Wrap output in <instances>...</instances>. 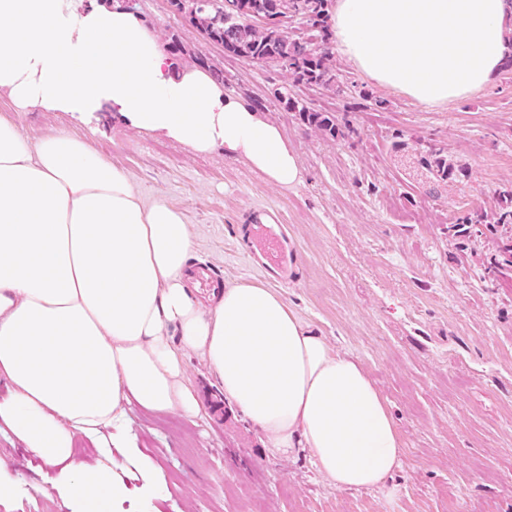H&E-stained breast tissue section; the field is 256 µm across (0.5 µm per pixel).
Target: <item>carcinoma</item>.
<instances>
[{"label": "carcinoma", "mask_w": 512, "mask_h": 512, "mask_svg": "<svg viewBox=\"0 0 512 512\" xmlns=\"http://www.w3.org/2000/svg\"><path fill=\"white\" fill-rule=\"evenodd\" d=\"M174 10L200 28L224 53L249 62L268 64L286 72L296 83L330 86L336 83L330 49L331 0H170ZM291 17L300 18L309 39H296L283 30ZM289 111L303 116L315 129L336 135L333 119L312 112L292 97L277 93ZM465 224H511L512 187L498 192V208L462 218Z\"/></svg>", "instance_id": "obj_1"}]
</instances>
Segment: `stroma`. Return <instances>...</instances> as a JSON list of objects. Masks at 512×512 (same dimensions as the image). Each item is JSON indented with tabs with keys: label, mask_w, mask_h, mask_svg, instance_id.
Here are the masks:
<instances>
[{
	"label": "stroma",
	"mask_w": 512,
	"mask_h": 512,
	"mask_svg": "<svg viewBox=\"0 0 512 512\" xmlns=\"http://www.w3.org/2000/svg\"><path fill=\"white\" fill-rule=\"evenodd\" d=\"M135 9L179 60L210 59L226 92L262 101L303 173L280 188L223 146L199 153L126 127L103 112L82 123L32 108L12 118L28 140L65 129L124 166L145 199L180 208L202 262L225 281L274 289L332 348L360 361L386 398L404 443L389 485L339 490L309 458L269 455L259 434L224 405L218 380L196 354L185 382L201 413L131 410L138 457L117 477L125 496L112 512H512V224H468L512 184V68L472 96L426 109L380 88L333 55L336 82L296 83L278 68L226 55L171 7ZM286 92L333 115L335 135L285 110ZM454 170L440 178L434 154ZM259 209L278 213L296 253L286 285L245 254L241 232ZM167 488L140 491L139 457Z\"/></svg>",
	"instance_id": "1"
}]
</instances>
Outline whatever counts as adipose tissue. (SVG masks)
<instances>
[{"mask_svg": "<svg viewBox=\"0 0 512 512\" xmlns=\"http://www.w3.org/2000/svg\"><path fill=\"white\" fill-rule=\"evenodd\" d=\"M510 15L512 0H333L331 24L354 68L432 109L497 76ZM1 90L15 112H109L200 153L224 145L272 184L302 179L276 125L117 2L0 0ZM192 251L183 213L139 196L86 139L31 142L0 115V428L56 471L54 490L79 512H107L125 487L110 464L78 458L76 438L111 445L133 404L199 414L184 381L191 351L268 452L307 454L339 490L387 489L403 442L366 368L273 289L228 284L203 307Z\"/></svg>", "mask_w": 512, "mask_h": 512, "instance_id": "1", "label": "adipose tissue"}]
</instances>
